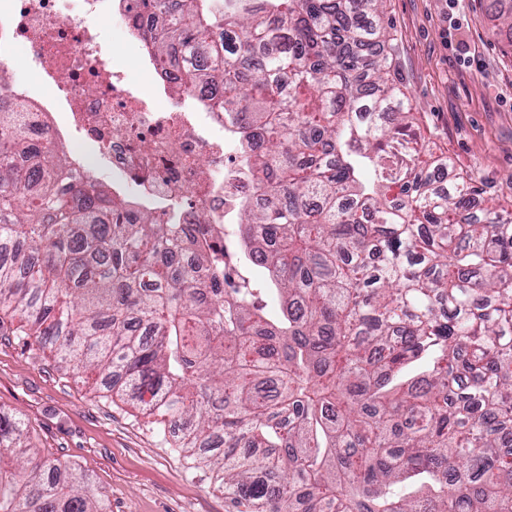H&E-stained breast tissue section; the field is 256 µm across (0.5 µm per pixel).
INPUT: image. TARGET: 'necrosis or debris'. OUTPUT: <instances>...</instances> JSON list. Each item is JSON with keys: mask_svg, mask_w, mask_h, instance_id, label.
Segmentation results:
<instances>
[{"mask_svg": "<svg viewBox=\"0 0 512 512\" xmlns=\"http://www.w3.org/2000/svg\"><path fill=\"white\" fill-rule=\"evenodd\" d=\"M126 0H10L0 20V70L27 45L35 83L0 85V99L38 147L80 145L76 179L104 165L112 190L132 191L158 224L197 225L206 249L224 246V227L262 191L235 149L238 135L200 87H185L173 67L147 58L159 77L144 92L111 62L102 24L129 29Z\"/></svg>", "mask_w": 512, "mask_h": 512, "instance_id": "1", "label": "necrosis or debris"}]
</instances>
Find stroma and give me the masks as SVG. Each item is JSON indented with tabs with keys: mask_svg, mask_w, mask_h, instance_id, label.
<instances>
[{
	"mask_svg": "<svg viewBox=\"0 0 512 512\" xmlns=\"http://www.w3.org/2000/svg\"><path fill=\"white\" fill-rule=\"evenodd\" d=\"M487 0H385L395 76L414 125L485 194L512 205V33ZM0 322V411L22 417L42 455L85 470L111 512H229L214 473L164 444L138 410L105 397Z\"/></svg>",
	"mask_w": 512,
	"mask_h": 512,
	"instance_id": "obj_1",
	"label": "stroma"
}]
</instances>
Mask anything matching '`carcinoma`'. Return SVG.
<instances>
[{
    "instance_id": "1",
    "label": "carcinoma",
    "mask_w": 512,
    "mask_h": 512,
    "mask_svg": "<svg viewBox=\"0 0 512 512\" xmlns=\"http://www.w3.org/2000/svg\"><path fill=\"white\" fill-rule=\"evenodd\" d=\"M134 2L166 16L134 23L149 54L224 93L267 198L199 252L71 183L0 103V313L154 418L235 512H512V210L474 212L476 179L412 131L384 0ZM87 484L0 414V512H110Z\"/></svg>"
}]
</instances>
